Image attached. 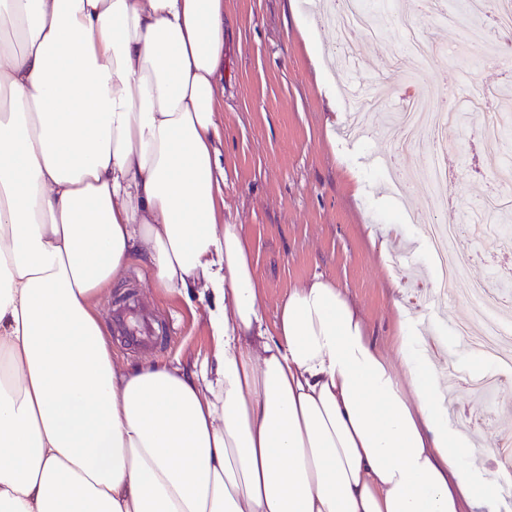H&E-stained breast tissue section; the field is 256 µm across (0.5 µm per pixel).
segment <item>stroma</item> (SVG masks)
Returning <instances> with one entry per match:
<instances>
[{
  "instance_id": "obj_1",
  "label": "stroma",
  "mask_w": 512,
  "mask_h": 512,
  "mask_svg": "<svg viewBox=\"0 0 512 512\" xmlns=\"http://www.w3.org/2000/svg\"><path fill=\"white\" fill-rule=\"evenodd\" d=\"M224 14V138L219 146L227 174L224 205L253 245L266 322L275 321L291 289L320 273L346 288L371 337L388 355L396 353L399 315L405 312L416 334L447 349L448 368L470 369L476 357L455 349L449 327L472 315V284L498 289L497 272L511 266L500 239L481 232L454 240L453 251L472 260L449 281L446 302L422 300L412 273L419 269L425 280L438 278L420 224L457 223L462 211L482 202L501 165L500 151L485 143L477 120L449 127L442 151L447 168L456 174L451 188L456 205L442 209L440 200L402 189L379 166L398 135L393 129L380 137L385 113H364L359 137L343 136L346 115L353 110L343 87L369 77L384 79L394 109L408 77L424 75L460 96L474 80L494 106H502L512 67L500 53V34L490 32L488 45L476 50L463 43L459 30L420 16L418 29L436 48L427 72H420L413 59L395 67L388 50L400 36L395 26L382 39L360 37L359 64L341 71L320 0H224ZM382 241L387 244L383 250L378 247ZM130 286L153 311L166 343L160 351L143 354L112 341L113 363L186 362L206 350L203 316L193 315L183 300L159 293L138 263L99 297L96 310L104 325L112 323L111 299ZM455 405L453 423L487 448L512 428V382L480 408H473L465 392Z\"/></svg>"
}]
</instances>
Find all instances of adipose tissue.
I'll return each instance as SVG.
<instances>
[{
	"mask_svg": "<svg viewBox=\"0 0 512 512\" xmlns=\"http://www.w3.org/2000/svg\"><path fill=\"white\" fill-rule=\"evenodd\" d=\"M223 70L224 0H0V512H505L335 280L265 324ZM134 262L203 309L190 365H113L95 302Z\"/></svg>",
	"mask_w": 512,
	"mask_h": 512,
	"instance_id": "ef3b65f1",
	"label": "adipose tissue"
}]
</instances>
